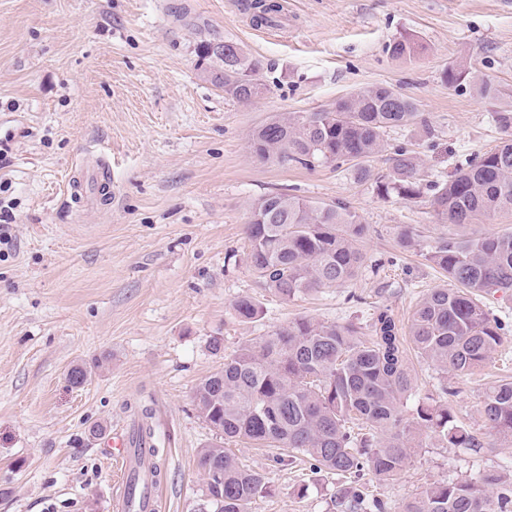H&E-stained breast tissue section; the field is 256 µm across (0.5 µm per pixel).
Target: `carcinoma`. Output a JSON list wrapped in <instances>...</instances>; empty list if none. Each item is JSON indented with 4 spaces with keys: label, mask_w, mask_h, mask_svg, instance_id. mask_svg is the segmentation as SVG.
<instances>
[{
    "label": "carcinoma",
    "mask_w": 512,
    "mask_h": 512,
    "mask_svg": "<svg viewBox=\"0 0 512 512\" xmlns=\"http://www.w3.org/2000/svg\"><path fill=\"white\" fill-rule=\"evenodd\" d=\"M414 52L406 38L387 46L395 60ZM197 56L204 77L225 96L240 103L261 98V63L237 43L210 36L199 42ZM495 121L508 137L439 179L404 146L392 148L386 171L365 166L386 151L387 130L427 125L412 97L383 85L355 89L330 110L275 113L255 130L253 144L259 158L282 167L347 165L384 198L410 201L426 194L440 220L462 226L490 213L512 214V111L496 113ZM261 207L263 223L245 225L248 256L260 286L283 301L346 286L368 266L359 247L367 225L345 204L275 193L262 198ZM397 238L404 250L420 246L409 224L400 226ZM425 257L445 280L419 300L406 328L386 310L368 335L351 323L298 318L224 358V366L196 386L199 415L226 443L248 440L276 449L281 463L299 454L320 471L355 479L365 470L381 479L397 476L423 431L450 448L484 447L455 411L457 388L448 377L488 363L512 331L483 302L490 293L512 289V233L443 238ZM368 267L376 276L381 264ZM233 310L243 322L262 315L260 303L249 296ZM409 346L441 380L438 396L417 401L405 418L402 400L415 383ZM481 416L491 432L512 440V381L500 380L485 392ZM197 466L212 512H248L252 500L271 492L265 474L241 467L221 444L201 449ZM336 507L388 512L386 503L356 486L339 490ZM402 512H512V478L433 483Z\"/></svg>",
    "instance_id": "1"
}]
</instances>
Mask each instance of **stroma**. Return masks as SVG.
<instances>
[{
  "instance_id": "1",
  "label": "stroma",
  "mask_w": 512,
  "mask_h": 512,
  "mask_svg": "<svg viewBox=\"0 0 512 512\" xmlns=\"http://www.w3.org/2000/svg\"><path fill=\"white\" fill-rule=\"evenodd\" d=\"M243 2L0 0V139L11 148L0 181L14 202L13 241L0 247V512H113L106 442L145 406L165 472L161 512H208L196 455L220 437L193 391L225 355L300 317L366 328L387 307L406 325L442 281L423 247L512 232L508 214L444 224L428 198L386 199L347 168H284L249 146L273 113L326 110L356 88L389 85L429 124L385 140L416 151L429 173L494 149L504 133L492 115L512 110V0H278L280 23L266 27ZM207 33L261 61L259 100L238 103L203 78L195 49ZM401 36L417 45L411 59L386 52ZM461 61L471 79L448 86L445 70ZM478 76L503 97L482 95ZM102 152L112 199L89 207L70 185ZM271 193L346 204L369 227L367 260L388 262L386 287L366 269L347 287L287 302L260 288L244 227ZM402 224L419 230L420 249L400 248ZM243 296L260 302L258 321L236 318ZM77 366L88 372L78 386L68 378ZM506 373L512 335L455 382L454 405L484 449L421 436L398 476L365 474L363 490L401 512L430 484L511 473L512 442L487 432L479 412ZM229 449L272 485L249 512H336L345 477L245 442Z\"/></svg>"
}]
</instances>
